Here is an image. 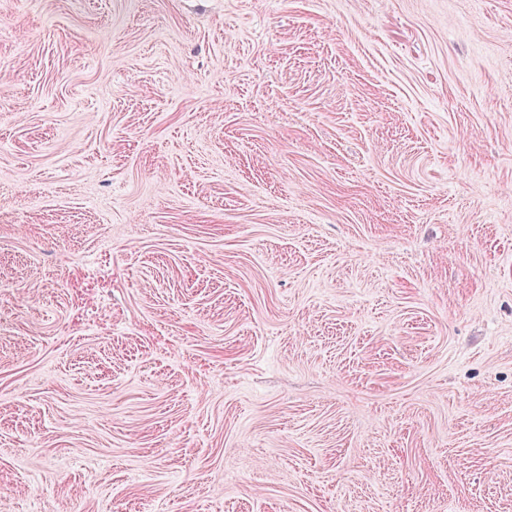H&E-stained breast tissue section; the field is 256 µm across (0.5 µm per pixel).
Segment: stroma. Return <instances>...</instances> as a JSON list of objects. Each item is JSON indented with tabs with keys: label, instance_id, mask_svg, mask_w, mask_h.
Masks as SVG:
<instances>
[{
	"label": "stroma",
	"instance_id": "35a3bbf8",
	"mask_svg": "<svg viewBox=\"0 0 512 512\" xmlns=\"http://www.w3.org/2000/svg\"><path fill=\"white\" fill-rule=\"evenodd\" d=\"M0 512H512V0H0Z\"/></svg>",
	"mask_w": 512,
	"mask_h": 512
}]
</instances>
